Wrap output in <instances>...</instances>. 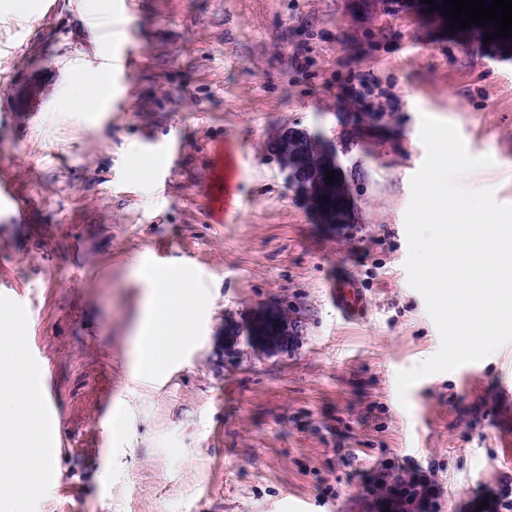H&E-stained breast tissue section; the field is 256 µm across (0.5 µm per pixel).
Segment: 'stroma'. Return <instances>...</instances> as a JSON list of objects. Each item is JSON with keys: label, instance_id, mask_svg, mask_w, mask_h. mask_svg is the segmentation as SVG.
<instances>
[{"label": "stroma", "instance_id": "1", "mask_svg": "<svg viewBox=\"0 0 512 512\" xmlns=\"http://www.w3.org/2000/svg\"><path fill=\"white\" fill-rule=\"evenodd\" d=\"M485 34L415 0H0V181L26 211L0 207L16 303L0 350L40 349L56 416L57 483L22 512H374L364 484L400 468L434 471L437 512H492L512 477V344L397 389L440 348L404 268L422 116L493 159L464 185L512 203V40ZM119 49L135 59L121 104L64 115ZM287 128L335 146L350 223H320L286 181L270 143ZM169 147L171 173L139 177ZM157 263L193 286L192 339L145 374L136 271ZM346 278L363 319L336 311ZM266 305L303 319L298 341L225 361V324ZM336 310L350 318H361L365 315L367 301L362 288L353 280H336L332 290Z\"/></svg>", "mask_w": 512, "mask_h": 512}]
</instances>
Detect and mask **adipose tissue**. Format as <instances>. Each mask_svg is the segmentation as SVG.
Instances as JSON below:
<instances>
[{"mask_svg": "<svg viewBox=\"0 0 512 512\" xmlns=\"http://www.w3.org/2000/svg\"><path fill=\"white\" fill-rule=\"evenodd\" d=\"M149 285L134 353L141 370L159 369L177 347L189 339L180 302L189 282L172 272L140 270ZM40 401L29 386V367L22 358L0 356V499L20 498L31 482L40 480L46 466Z\"/></svg>", "mask_w": 512, "mask_h": 512, "instance_id": "obj_1", "label": "adipose tissue"}]
</instances>
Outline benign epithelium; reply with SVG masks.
<instances>
[{
  "label": "benign epithelium",
  "mask_w": 512,
  "mask_h": 512,
  "mask_svg": "<svg viewBox=\"0 0 512 512\" xmlns=\"http://www.w3.org/2000/svg\"><path fill=\"white\" fill-rule=\"evenodd\" d=\"M287 181L300 188L306 195L311 208L319 214L325 224H345L348 222L351 198H346V205L336 213L324 207L325 193L330 190L326 180L310 186L300 179L288 157H282ZM300 318H291L283 310L264 306L248 313L240 322L224 327V355L237 357L248 348L253 352H284L292 346L302 332Z\"/></svg>",
  "instance_id": "benign-epithelium-1"
}]
</instances>
